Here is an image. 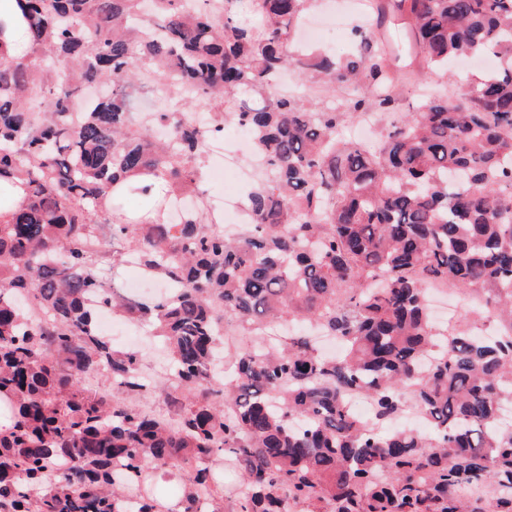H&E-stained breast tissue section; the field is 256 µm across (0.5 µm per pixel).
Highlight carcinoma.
Here are the masks:
<instances>
[{
    "instance_id": "obj_1",
    "label": "carcinoma",
    "mask_w": 512,
    "mask_h": 512,
    "mask_svg": "<svg viewBox=\"0 0 512 512\" xmlns=\"http://www.w3.org/2000/svg\"><path fill=\"white\" fill-rule=\"evenodd\" d=\"M192 12L186 0H15L0 17V512H160L155 477L189 467L181 512H512V0H395L425 62L493 53L500 66L454 97L431 95L389 122L378 143L347 140L360 112L399 111L375 32H354L336 61L293 43L312 0H250L262 17ZM161 97L188 89L155 138L132 111L140 67ZM352 89L320 109L282 97L288 70ZM241 92L237 112L224 104ZM203 101L212 131L250 134L264 172L246 194L248 223L227 240L199 191L208 152L192 122ZM143 206L130 212L125 197ZM192 199L180 221L167 218ZM90 239L112 249H86ZM178 285L175 301L132 302L118 292L125 255ZM478 296L440 335L425 284ZM99 294L115 313L165 339L183 398L171 421L142 414L128 396L145 386L141 356L98 332ZM51 315L32 324L24 301ZM246 338L219 389L203 372L216 360V322ZM487 319L493 336L467 327ZM320 327L343 345L323 356L294 333L269 350L254 342L277 323ZM436 357L425 366L423 361ZM106 372L112 388L84 379ZM363 389L377 419L414 400L434 433L374 432L343 401ZM241 476L226 487L219 454ZM466 483L499 492L466 499Z\"/></svg>"
}]
</instances>
